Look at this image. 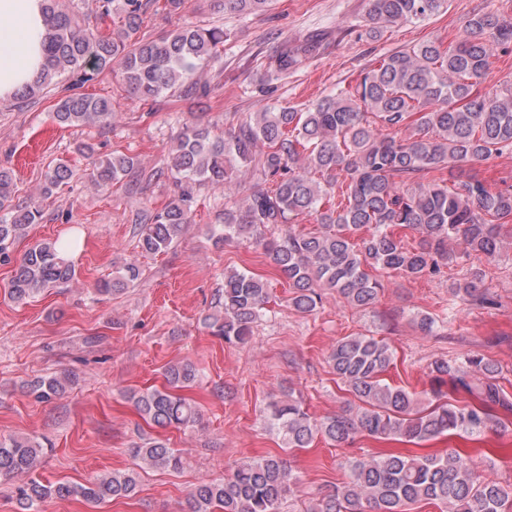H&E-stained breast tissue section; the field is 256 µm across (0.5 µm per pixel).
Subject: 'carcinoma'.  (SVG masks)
<instances>
[{
    "label": "carcinoma",
    "instance_id": "1",
    "mask_svg": "<svg viewBox=\"0 0 512 512\" xmlns=\"http://www.w3.org/2000/svg\"><path fill=\"white\" fill-rule=\"evenodd\" d=\"M96 18L116 14L120 25L107 34L99 25L80 23L60 0H45V59L32 82L20 92L33 96L57 78L84 86L105 72H116L126 92L155 102L173 91L201 97L206 86L198 71L224 47V29L188 22L156 36L141 34L152 5L168 17H181L188 0H96ZM214 12L250 14L267 10L270 0H200ZM447 7V0H368L360 28L369 39L400 22L422 20ZM464 36L443 47L429 40L397 50L367 68L355 84L315 104L297 109L280 106L253 112L237 128L214 134L202 125L188 126L169 157L168 172L178 192L150 216L138 241L145 253L167 250L192 223L193 196L184 186L207 183L231 195L240 189L238 174L249 173L261 184L242 204L224 209L223 223L209 235L214 244L236 241L260 247L293 289L291 306L310 314L329 290L348 304L369 308L378 300L381 283L372 269L397 271L417 279L440 272L457 242L466 255L486 259L500 249L498 221L512 216V191L494 190L469 177L449 185L427 184L422 176L449 165H474L512 148V85L502 93L482 95V83L495 51L512 44V18L490 12L471 14ZM317 43L282 48L269 57L267 75L286 78L314 53ZM52 116L62 127L109 125L112 100L73 93L54 105ZM76 150L92 160L94 185L108 190L131 173L137 160L123 153L94 157V148ZM318 173L323 180L317 181ZM73 176L59 159L43 173L41 197L49 198ZM14 175L0 169V261H10V248L32 224L43 219L38 202L14 203ZM341 189L342 208L323 207ZM313 215L323 226L304 233L289 224L290 216ZM280 227L279 239L266 237ZM415 232L419 246L409 248L395 228ZM77 246L38 243L17 261L9 297L26 303L47 288L71 280L75 269L65 250ZM140 277L129 263L98 291H120ZM482 275L473 272L452 288L471 302L484 300ZM261 279L232 270L224 274V299L218 313L206 318L214 333L229 344H244L252 324L268 304ZM329 362L357 404L316 420L290 397L266 405V427L288 448H306L317 436L338 445L361 436L420 444L455 431L480 432L493 425L492 407L512 411V402L496 384L497 367L482 356L461 363L438 359L430 373L456 400L439 388L420 399L384 382L393 363L390 346L373 336H348L336 342ZM167 385L131 395L140 415L155 427L189 429L200 422L198 407L177 393L199 380L191 363L165 370ZM67 377L52 376L28 384L37 401L64 393ZM43 445L27 437L0 440V478L32 474L41 464ZM136 463L98 475L86 484L43 483L30 479L18 488L20 512H41L51 499L81 498L98 505L136 492L145 468L179 471V450L158 438L133 449ZM297 477L283 459L263 456L234 464L222 478L204 479L189 499V512H279L281 499ZM438 501L446 512H512V483L484 477L454 452L406 456L386 453L355 458L347 479L307 512H404V506Z\"/></svg>",
    "mask_w": 512,
    "mask_h": 512
}]
</instances>
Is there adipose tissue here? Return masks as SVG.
<instances>
[{
	"label": "adipose tissue",
	"mask_w": 512,
	"mask_h": 512,
	"mask_svg": "<svg viewBox=\"0 0 512 512\" xmlns=\"http://www.w3.org/2000/svg\"><path fill=\"white\" fill-rule=\"evenodd\" d=\"M44 0H0V99L12 97L43 62Z\"/></svg>",
	"instance_id": "adipose-tissue-1"
}]
</instances>
